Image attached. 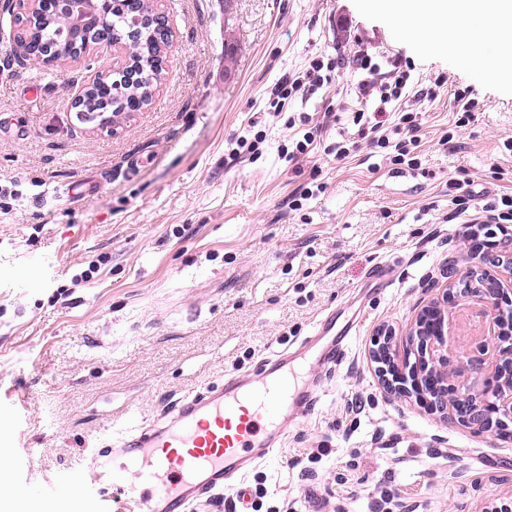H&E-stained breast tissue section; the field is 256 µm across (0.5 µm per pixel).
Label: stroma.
Here are the masks:
<instances>
[{
	"label": "stroma",
	"instance_id": "35a3bbf8",
	"mask_svg": "<svg viewBox=\"0 0 512 512\" xmlns=\"http://www.w3.org/2000/svg\"><path fill=\"white\" fill-rule=\"evenodd\" d=\"M174 31L149 109L116 134L70 110L77 84L108 53L48 69L0 42V448L10 451L0 502L27 512H78L75 478L94 449L135 427L173 421L188 397L252 374L272 352L298 347L335 312L358 330L337 369L305 367L318 384L313 414L284 425L277 458L247 483L257 512H478L512 499V439L444 422L384 396L368 351L378 326L404 334L417 307L468 253L453 219L451 181L469 179L481 206L512 195V90L475 77L444 47L419 50L399 18L365 0H164ZM413 62L422 81L468 86L476 119L456 148L440 138L453 97L408 101L421 114L418 170L355 137L358 72L273 116L269 92L311 60L352 58L358 46ZM341 102L295 168L287 117ZM259 140V155L230 142ZM100 191L69 198L68 186ZM324 185L301 209L289 196ZM106 263L88 286L72 281ZM390 282L370 280L376 264ZM451 344L480 355L479 306H450Z\"/></svg>",
	"mask_w": 512,
	"mask_h": 512
}]
</instances>
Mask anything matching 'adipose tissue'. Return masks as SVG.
<instances>
[{"label": "adipose tissue", "instance_id": "1", "mask_svg": "<svg viewBox=\"0 0 512 512\" xmlns=\"http://www.w3.org/2000/svg\"><path fill=\"white\" fill-rule=\"evenodd\" d=\"M400 17L404 35L429 48L447 44L472 72L512 84V0H372ZM494 41L493 53L482 49Z\"/></svg>", "mask_w": 512, "mask_h": 512}]
</instances>
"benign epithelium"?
<instances>
[{"label": "benign epithelium", "instance_id": "benign-epithelium-1", "mask_svg": "<svg viewBox=\"0 0 512 512\" xmlns=\"http://www.w3.org/2000/svg\"><path fill=\"white\" fill-rule=\"evenodd\" d=\"M64 10L75 15L79 26L89 25L100 29L101 40H86L72 58L76 62L103 49H112L109 70L130 73L127 54L129 49L106 39V13L88 12L90 0H57ZM153 8L152 19L160 41V55L171 46L173 30L164 7ZM11 17L40 16L49 6L48 0H7ZM10 50L29 59V39L18 28L10 29ZM473 264L465 271L450 263L446 269L448 283L441 295L418 311L414 322L402 340L403 350L394 345L396 331L388 325L377 329L374 344L369 349L370 361L375 365L380 385L390 400L410 399L427 406L446 421L459 423L481 433H509L512 426V304L502 305L499 296L512 292V235L502 238L496 248L487 251L472 236ZM459 299L485 303L495 310L488 332L501 336L498 342L481 346L484 359V382L477 393L459 392L451 387L448 379V349L450 346L448 306Z\"/></svg>", "mask_w": 512, "mask_h": 512}]
</instances>
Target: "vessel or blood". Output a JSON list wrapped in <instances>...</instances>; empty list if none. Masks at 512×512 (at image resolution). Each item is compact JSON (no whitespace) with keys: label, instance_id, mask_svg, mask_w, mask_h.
<instances>
[{"label":"vessel or blood","instance_id":"obj_1","mask_svg":"<svg viewBox=\"0 0 512 512\" xmlns=\"http://www.w3.org/2000/svg\"><path fill=\"white\" fill-rule=\"evenodd\" d=\"M318 402L298 385L287 357L263 362L251 380L231 379L187 399L171 425L121 438L90 459L95 494L84 512H189L207 495L233 491L239 512H249L245 483L256 463L278 455L282 424L305 417Z\"/></svg>","mask_w":512,"mask_h":512}]
</instances>
